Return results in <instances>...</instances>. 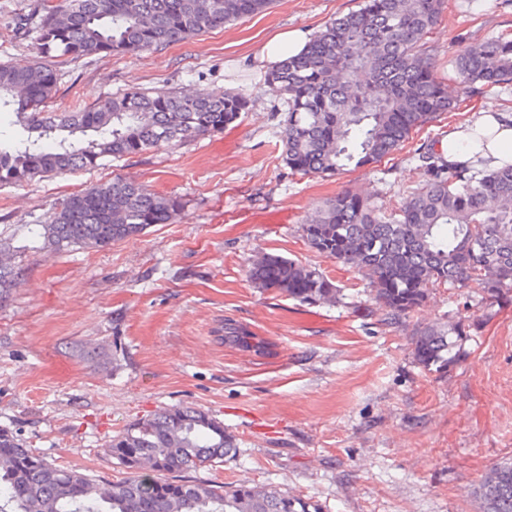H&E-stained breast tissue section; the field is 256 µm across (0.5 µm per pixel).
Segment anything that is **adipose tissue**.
<instances>
[{
  "label": "adipose tissue",
  "mask_w": 512,
  "mask_h": 512,
  "mask_svg": "<svg viewBox=\"0 0 512 512\" xmlns=\"http://www.w3.org/2000/svg\"><path fill=\"white\" fill-rule=\"evenodd\" d=\"M436 148L459 171L469 170L477 154L491 169L512 163V113L480 111L474 121L452 129Z\"/></svg>",
  "instance_id": "1"
}]
</instances>
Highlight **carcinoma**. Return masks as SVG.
Segmentation results:
<instances>
[{
	"mask_svg": "<svg viewBox=\"0 0 512 512\" xmlns=\"http://www.w3.org/2000/svg\"><path fill=\"white\" fill-rule=\"evenodd\" d=\"M444 0H364L327 23L304 52L265 75L288 96L283 162L303 175L331 176L346 166L378 163L400 150L413 130L453 109L427 62L425 37ZM271 0H41L34 29L41 53L70 59L120 51H155L230 22L258 15ZM466 84H512V39L495 37L456 63ZM57 73L45 63L0 64V112L14 114L24 135L0 129V183L92 169L173 141L222 132L247 109L235 94L130 91L76 112L50 104ZM426 182L383 214L357 193L327 200L303 225L317 252L364 271L386 319L397 323L429 288H468L497 297L512 290V164L494 170L480 159L471 174L452 170L433 150L413 153ZM182 209L176 196L115 176L58 202L42 226L48 245L104 248L167 224ZM264 288L303 302L336 301L338 288L318 272L275 254L249 270ZM14 267L0 261V302L11 294ZM235 323L224 342L259 353L261 342ZM448 326L419 329L415 362L445 375L460 345ZM236 451L224 424L193 407L165 408L128 424L106 446L126 470L109 481L55 465L0 428V512H323L322 505L273 486L190 482L191 468L216 467ZM482 512H512V459L493 464L477 487Z\"/></svg>",
	"mask_w": 512,
	"mask_h": 512,
	"instance_id": "cac0c4a2",
	"label": "carcinoma"
}]
</instances>
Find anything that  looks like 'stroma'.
Wrapping results in <instances>:
<instances>
[{"label":"stroma","instance_id":"obj_1","mask_svg":"<svg viewBox=\"0 0 512 512\" xmlns=\"http://www.w3.org/2000/svg\"><path fill=\"white\" fill-rule=\"evenodd\" d=\"M361 2L273 0L157 51L50 58L60 110L132 88L240 93L250 105L221 133L0 184V244L18 271L0 304V427L51 463L116 481L125 471L105 452L112 435L190 406L223 421L238 448L186 479L276 486L324 512H479L474 486L512 458V292L488 301L440 285L391 324L367 276L311 249L302 226L347 188L393 212L425 182L414 149L478 109L512 111V85L475 92L455 67L476 43L512 36V0H445L428 57L453 112L381 163L324 179L294 173L282 160L287 104L266 87L260 48L282 31L316 32ZM40 3L0 0V63L39 60L27 23ZM116 175L178 196L181 218L105 248L47 247L36 228L53 223L57 199ZM265 252L330 279L336 304L258 287L249 269ZM229 321L263 353L225 344ZM444 324L460 327L463 357L441 377L417 365L411 338Z\"/></svg>","mask_w":512,"mask_h":512}]
</instances>
